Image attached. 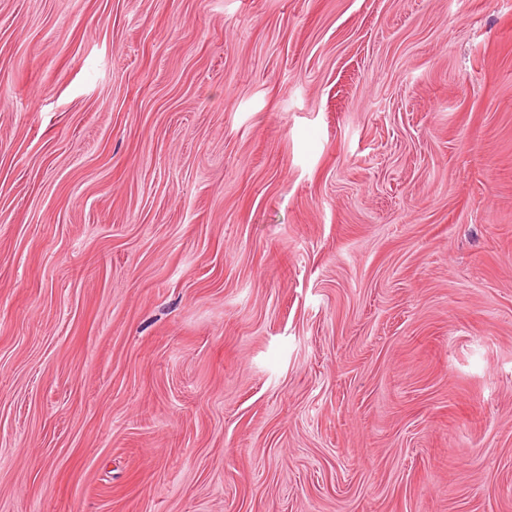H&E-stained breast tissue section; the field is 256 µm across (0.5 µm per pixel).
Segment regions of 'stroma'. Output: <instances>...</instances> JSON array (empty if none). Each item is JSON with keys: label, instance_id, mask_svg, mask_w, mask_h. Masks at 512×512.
<instances>
[{"label": "stroma", "instance_id": "1", "mask_svg": "<svg viewBox=\"0 0 512 512\" xmlns=\"http://www.w3.org/2000/svg\"><path fill=\"white\" fill-rule=\"evenodd\" d=\"M0 512H512V0H0Z\"/></svg>", "mask_w": 512, "mask_h": 512}]
</instances>
